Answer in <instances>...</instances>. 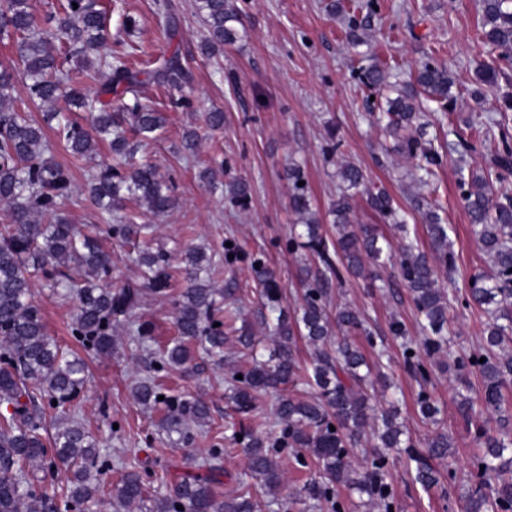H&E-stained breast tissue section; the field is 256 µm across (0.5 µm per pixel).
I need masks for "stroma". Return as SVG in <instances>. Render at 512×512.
<instances>
[{
  "label": "stroma",
  "instance_id": "stroma-1",
  "mask_svg": "<svg viewBox=\"0 0 512 512\" xmlns=\"http://www.w3.org/2000/svg\"><path fill=\"white\" fill-rule=\"evenodd\" d=\"M176 22L174 36L165 33V18L157 10L158 0H110L107 26L113 42L126 40L160 57L174 51L192 56L194 106L186 111L169 108L171 90L145 82L141 91L166 112L168 125L161 137L143 147L137 160L154 163L160 176L172 187L176 206L154 221V244L168 252L173 265H180L188 245H199L223 253L225 239H235L242 250L231 269H220L213 277L216 287L235 285L241 300V316L258 324L260 303L250 273L253 257L274 267L287 289L286 304L295 308L301 301L298 254L286 251L284 243L293 227L289 206L287 170L299 163L311 188L318 217L327 239H334L336 226L328 210L336 197V162L361 165L371 182L385 187L395 202L406 209L408 228L422 249L430 240L420 215L412 211L414 195L438 199L444 222L451 224L456 269L441 275L445 289L465 287L470 276L490 269L480 251L465 203L457 187L459 169L480 170L498 146V133L491 130L499 103L496 92L483 100L471 98L474 71L491 55L480 37L479 0H378V13L367 33L368 42L354 49L345 38L341 19L326 11L327 0H237L242 10L244 36L234 47L207 57L198 44L203 24L194 0H170ZM139 26L126 34L125 17ZM394 60L409 70L425 55L445 61L456 82L459 98L453 110L435 108L427 113L428 133L435 144L448 146L443 166L429 185L411 179L413 163L403 161L367 114L366 93L351 77L355 55ZM214 108L224 111V127L208 129L201 115ZM485 128L472 137L471 149L457 145L461 121ZM199 135L193 157L183 155L182 135L187 129ZM340 143L337 158L325 157L322 147L329 136ZM56 160L67 166L76 192L64 208L74 224L98 223L99 212L83 191L94 161L56 149ZM228 165L232 173L247 180L252 194L243 207H234L220 188H212L200 175L207 169ZM377 284L362 278H347L334 300L364 311L368 332H351L350 339L366 358H373L369 336H387L392 319L402 320L414 330V309L407 289L393 268L379 270ZM36 298L42 307L48 336L66 350H78L71 333L77 300L64 289L40 288ZM135 322L149 323L157 345L177 337L172 305L168 297L144 295ZM391 361L388 374L399 388L400 418L417 448H424L435 433H447L452 444L457 479L455 485L440 481L426 490L416 484L404 461L391 465L390 484L398 512H464L460 493L467 483L470 460L478 448L474 432L459 412L453 375L434 373L428 384L441 414L438 423L423 420L416 404L418 382L408 372L402 350L389 341ZM90 379L78 403L83 424L100 442L102 456L112 466V478L123 471L141 472L150 497L169 493L174 477L188 471L197 449L220 444L224 447L225 491H232L248 471L242 448L230 439L255 422H271L277 397L260 395L249 416L236 413L227 398L225 363L196 351L190 370H156L155 360L142 351L133 332L122 329L115 336L111 354L88 357ZM156 374L170 394L203 399L209 407L208 422L198 427L194 446L179 442L159 425L161 409L147 408L133 397L138 378ZM284 484L277 504L260 484H253L257 512H288L287 501L311 477L310 470L297 466L291 454L281 458Z\"/></svg>",
  "mask_w": 512,
  "mask_h": 512
}]
</instances>
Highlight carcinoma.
<instances>
[{
    "label": "carcinoma",
    "instance_id": "1",
    "mask_svg": "<svg viewBox=\"0 0 512 512\" xmlns=\"http://www.w3.org/2000/svg\"><path fill=\"white\" fill-rule=\"evenodd\" d=\"M195 8L204 25L198 45L201 54L212 56L241 40L235 0H195ZM377 10V0H356L342 8L350 45L366 43L363 35ZM480 10L481 36L498 56L477 67L476 98L480 87L497 88L499 79L506 77L497 61L512 64V0H480ZM47 22L54 28L38 22L30 0H0V38L12 40L15 48L12 55L0 59V201L8 204L5 222L0 224V406L12 408L0 414V512H86L97 503L111 471V465L102 460L97 438L81 421L67 416L86 388V364L68 357L45 332L35 277L48 288L63 287L76 296L72 335L88 354L112 351L114 332L130 323L147 292L170 298L178 331V338L162 353L160 369L187 367L199 348L222 362L224 342L231 338L250 350L256 342L248 329L235 327L240 307L228 303L234 289L212 284L211 270L216 268L212 254L201 246H188L183 266L174 269L167 252L151 247V219L173 209L176 199L154 165L134 162L141 142L155 138L166 125L165 114L140 95L139 75L176 91L178 97L171 99L174 107L190 108L189 60L176 51L146 60V68L138 72L130 67V52H104L110 32L99 0H64ZM94 56L108 75L91 96L83 81L96 78L86 69ZM393 69L377 60L352 72L375 97L373 105L386 119L385 132L396 140V151L420 161L418 168L425 175L417 181L425 184L432 168L443 163V153L424 139L421 112L430 103L453 104L454 80L448 67L433 56L423 59L406 79ZM19 83L31 103L51 108L44 116L55 122L51 127L55 140L14 107ZM104 95L113 100L102 102ZM60 100L66 104L64 112L54 111ZM73 111L88 113L89 128L71 117ZM495 125L501 149L493 168L468 175L459 171L458 187L470 223L477 228L480 250L492 263L491 273L473 275L463 293H449L438 285V270H455L456 256L450 238L453 227L443 222L437 202L420 196L412 199L431 242L427 253L410 237L405 213L390 195L371 188L361 166L343 162L336 170L339 191L329 208L336 224V239L330 242L321 231L309 185H298L305 180L302 168L295 163L288 166L291 208L301 227L291 232L288 249L305 250L300 267L303 303L288 312L276 269L260 258L253 260L259 264L252 272L261 287L262 306L274 315L271 322L260 315L261 325L273 337L274 346L265 360L233 366L228 390L237 410L251 411L258 394L278 392L297 381L296 341L304 339L312 347L305 384L315 395L291 391L279 398L274 412L279 434L234 438L243 445L250 477L270 492L282 485L280 456L284 452L294 451L303 468L308 460L315 462L316 475L291 501L304 512L322 506L329 512H344L338 495L341 485L366 496L362 505L395 512L386 473L396 455L406 456L415 482L426 490L439 484L432 459L448 462V481L455 479L448 435L436 434L425 454L416 449L395 414L379 415L369 403L363 391L367 375L360 373L367 366L362 351L344 339L330 340L335 329L364 328L360 310L350 305L337 308L336 324H331L327 307L333 287L348 276L370 278L369 269L389 262L396 266L416 312L419 340L406 336L405 325L397 319L389 327L391 335L401 340L406 365L423 381L436 368L455 376L462 387L459 410L475 426L481 444L470 463L465 512H512V482L504 479L512 471V416L507 415L505 396L512 388V201L495 199L491 186L493 180L502 182L512 176V136L506 124L497 121ZM106 140L112 157L89 175L84 186L104 226L86 233L63 210L73 196V176L55 161L54 147L60 145L83 157ZM224 192L232 204L243 207L251 186L234 177L224 184ZM359 194L366 196L384 223L400 233L398 248L372 225L353 230V200ZM127 201L137 202L140 210H126ZM102 236L137 242L141 284L116 289L104 285L112 273V254L101 246ZM178 272L186 282L179 290L173 288ZM454 302L478 307L490 319L473 351L450 347L448 312ZM472 375L481 380L484 408L497 414L502 430L498 437L488 435L473 415V402L466 395ZM133 396L144 406H164L161 428L177 434L184 444L193 441L194 428L209 418L204 401L165 396L152 376L135 384ZM417 406L425 419L434 420L439 414L434 397L425 389L418 395ZM367 433L378 451L359 470L354 449ZM223 460L224 449H205L195 461L202 473L182 477L171 493L154 499L149 512H255L246 481H239L227 495L221 492ZM144 500L141 475L123 472L112 490V506L129 512Z\"/></svg>",
    "mask_w": 512,
    "mask_h": 512
}]
</instances>
